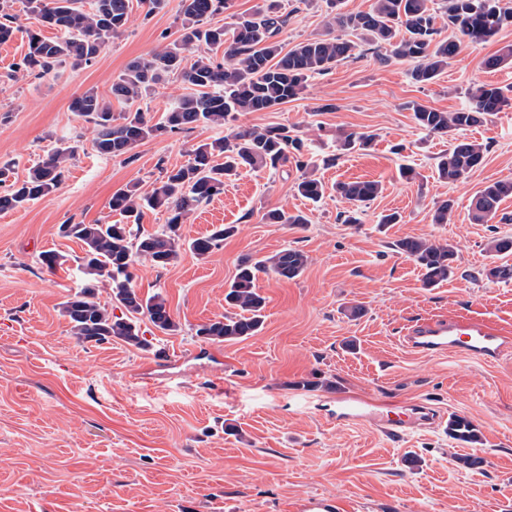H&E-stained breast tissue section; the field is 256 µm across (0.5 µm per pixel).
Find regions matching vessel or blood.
<instances>
[{"instance_id":"1","label":"vessel or blood","mask_w":512,"mask_h":512,"mask_svg":"<svg viewBox=\"0 0 512 512\" xmlns=\"http://www.w3.org/2000/svg\"><path fill=\"white\" fill-rule=\"evenodd\" d=\"M406 347L419 356L460 355L491 364L512 354V330L471 317H432L410 325ZM336 419L341 423L368 421L385 436L398 439L429 423L439 425L440 412L423 402L378 404L355 394L336 399ZM296 512H352L344 499L310 495L301 499Z\"/></svg>"}]
</instances>
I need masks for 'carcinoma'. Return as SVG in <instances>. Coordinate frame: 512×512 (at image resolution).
<instances>
[{"mask_svg": "<svg viewBox=\"0 0 512 512\" xmlns=\"http://www.w3.org/2000/svg\"><path fill=\"white\" fill-rule=\"evenodd\" d=\"M429 0H373L371 9L356 14H338L327 22L350 31L373 46L380 60L391 57L413 63L411 78L421 84L433 82L448 67V60L461 44L492 40L507 24L512 25V6L502 0H443L445 18L428 5ZM226 0H181L180 35L161 46L148 58L129 62L122 75L112 83L114 99L131 104L144 94L179 75L191 86V92L179 98L156 124L140 111L112 114L111 102L89 89L75 97L71 111L93 126V147L97 154L126 161L136 158L134 149L144 140L171 132L189 131L198 126L224 127V136L193 148L186 163L163 169L152 191L142 196L137 187L129 186L112 194L110 212L120 219L107 224H67L63 236L84 245L79 258L83 273L80 290L63 305L64 316L73 336L82 342L103 344L119 339L138 349L147 350L152 342L141 331L145 317L158 331L173 335L179 330L167 308L165 298L155 293L145 298L133 286L130 268L143 258L165 268L184 249L205 258L219 248L238 227L221 224L210 234L186 239L182 226L187 216L214 197L224 193L227 180L241 170L277 171L292 164L300 172L295 184L297 193L311 202L326 196V185L308 172L303 142L288 134L285 127L235 129L230 123L241 112L273 109L297 97L307 80L322 74L353 57L357 44L338 36L312 38L283 51L276 37L286 18L280 6L271 2L255 16L243 19L231 28L217 26L211 20L224 13ZM27 12L37 15L61 36L47 40L37 32L28 34L27 52L17 69L37 76L49 73L60 63L74 68L91 65L113 36L126 25L130 0H92L84 9L81 0H24ZM15 16L0 10V43L14 34ZM448 27L454 36L443 38ZM197 43L224 47V58L199 57L186 64V52ZM468 105L454 112H444L413 102L418 126L431 134L451 137L448 151L439 156L438 176L450 183H460L484 161L488 146L461 140L458 135L483 122L485 116L512 109V97L506 90L490 84H474L466 91ZM374 135L349 132L341 138V149L365 150ZM74 156L71 146L59 147L32 166L27 176L8 181L10 168L0 167V211L21 208L56 191L63 183L66 165ZM374 181L338 182L333 191L350 208L339 218L357 224L356 214L379 194ZM512 197V181L498 180L479 190L471 202L472 220L487 224L496 219L502 201ZM162 209L168 213L166 224L150 232L141 224L144 210ZM268 224L310 223L303 212L289 214L270 209L264 214ZM393 250L412 259L422 270L424 285L435 287L454 273L457 248L447 242L425 238H404L393 243ZM488 250L498 256L512 253V237H494ZM308 263L298 249L284 248L259 259L240 261L233 282L224 294L230 311L223 317L197 326L195 335L216 343L253 336L263 325L266 298L257 287L258 275L272 271L286 280L302 274ZM489 280L511 281L512 264L507 262L485 270ZM107 283L111 302L97 298L99 284ZM121 314L114 313V309ZM450 432L464 440H474L472 425L457 418L448 426Z\"/></svg>", "mask_w": 512, "mask_h": 512, "instance_id": "carcinoma-1", "label": "carcinoma"}]
</instances>
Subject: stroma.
<instances>
[{
  "instance_id": "stroma-1",
  "label": "stroma",
  "mask_w": 512,
  "mask_h": 512,
  "mask_svg": "<svg viewBox=\"0 0 512 512\" xmlns=\"http://www.w3.org/2000/svg\"><path fill=\"white\" fill-rule=\"evenodd\" d=\"M17 14L14 38L0 44V162L16 177L55 148L75 149L60 188L24 207L0 212V512H289L313 494L339 495L356 512H512V354L493 364L455 355L420 357L405 349L406 325L438 315L486 318L512 328V282L485 278L498 264L486 249L511 224L471 219L475 193L512 180V111L487 116L466 131L485 144L483 164L461 183L441 181L437 157L449 146L419 127L409 105L445 112L466 103L475 83L512 86V65L484 62L512 44V25L486 43L464 44L436 80H412V64L381 62L368 44L353 59L311 77L295 99L238 115L242 127L288 128L326 184L379 182L380 194L359 223L339 218L337 196L312 204L295 190V167L242 171L222 195L201 205L183 226L186 238L216 224L239 230L200 259L182 252L167 268L140 260L139 295L158 293L176 334L152 331L151 350L115 339L79 342L62 312L81 284V242L61 225L106 224L112 194L138 185L150 192L160 168L180 165L223 129L197 127L140 144L136 159L98 155L87 124L70 109L87 89L110 97L133 59L177 37L181 0L146 14L131 0L129 20L98 59L80 69L59 64L42 77L17 71L28 34L56 29L8 0ZM288 20L278 36L289 49L326 31L328 15L369 11L372 0H281ZM344 131L371 132L369 149L340 153ZM337 155L335 165L325 157ZM418 176L401 178V165ZM452 199L451 223L436 224V202ZM280 208L309 215L304 226L268 224ZM399 212L400 223L380 224ZM406 237L447 240L455 271L428 288L413 261L395 252ZM292 247L309 257L285 280L261 275L266 298L257 335L224 343L196 336L197 325L221 318L224 294L246 257ZM68 255L49 270L43 252ZM355 393L377 403L423 401L448 419L463 418L476 442L447 427L422 428L399 442L368 423L337 422L330 397Z\"/></svg>"
}]
</instances>
